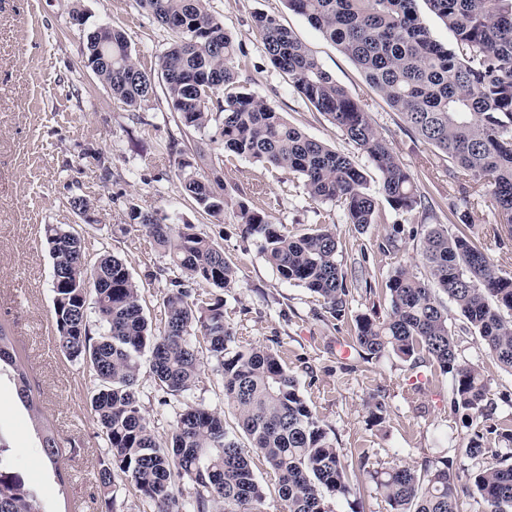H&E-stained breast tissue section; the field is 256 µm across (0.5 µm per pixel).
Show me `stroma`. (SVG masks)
<instances>
[{
	"label": "stroma",
	"mask_w": 512,
	"mask_h": 512,
	"mask_svg": "<svg viewBox=\"0 0 512 512\" xmlns=\"http://www.w3.org/2000/svg\"><path fill=\"white\" fill-rule=\"evenodd\" d=\"M210 6L244 54L241 83L308 137L348 154L365 168L368 191L377 192L379 172L271 66L252 20L258 12L276 15L338 83L367 100L375 126L426 192L434 212L401 213L386 206L384 223L358 231L347 224L341 207L310 201L302 189L258 162L243 158L224 167L232 196H249L254 183L266 182L265 208L285 231L335 224L336 261L347 275L350 295L346 317L333 319L314 294L288 284L267 263L259 239L244 234L232 209L209 215L183 191L179 161L190 162L198 174L212 173L209 158L196 154L210 133L185 128L161 87L139 111H127L86 67V34L107 24L124 30L142 66L157 69L169 36L135 0H0V325L12 334L41 411L54 426L66 485L56 484L33 422L4 377L0 436L10 445L11 473L39 490L47 512H101L98 473L106 446L90 407L94 378L86 364L70 361L56 346L52 260L42 230L58 224L77 231L88 260L106 249L126 260L143 286L147 316L157 326L164 316V283L153 274L166 259L131 223L129 212L136 207L194 224L221 246L238 274L237 286L221 293L224 321L236 343L280 355L340 453L362 460L369 471L447 459L461 482H468L484 462L464 452L471 430L450 408L448 375L416 373L394 356L366 361L353 353L344 358L339 349L352 343L355 316H386L389 301L383 288L395 266L425 275L422 250L429 226L443 224L452 232L463 227L473 240H484L495 222L491 196H472L474 221L463 226L448 208L461 189L448 181L446 158L411 130L348 56L283 0H210ZM75 8L85 15L83 26L69 22ZM76 196L91 201L88 215L71 208L69 201ZM390 236L397 238L399 249L388 253L381 246ZM442 305L461 358L478 365L488 380L497 416L512 415V374L466 328L453 302L446 299ZM138 397L143 415L161 437L189 400L223 410L227 426L237 424L234 411L224 405L222 378L207 357L189 397L166 405L149 359H142ZM375 399L385 405V419L378 425L369 410Z\"/></svg>",
	"instance_id": "35a3bbf8"
}]
</instances>
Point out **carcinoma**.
I'll return each instance as SVG.
<instances>
[{"instance_id": "1", "label": "carcinoma", "mask_w": 512, "mask_h": 512, "mask_svg": "<svg viewBox=\"0 0 512 512\" xmlns=\"http://www.w3.org/2000/svg\"><path fill=\"white\" fill-rule=\"evenodd\" d=\"M172 35L160 58L169 105L184 127L201 132L217 123V162L240 157L292 174L314 202L342 205L360 230L378 223V199L366 188L364 169L346 154L308 138L265 100L239 84L233 37L209 0H137ZM288 10L339 47L388 105L429 145L448 158V178L494 200L497 223L512 229V0H425L452 36L435 41L416 10L417 0H284ZM254 27L273 68L361 150L381 175L380 193L392 210H430L429 198L372 122L368 104L322 67L280 21L254 15ZM85 64L135 111L155 94L150 72L133 56L125 32L99 26L86 35ZM179 163L184 192L210 215L236 205L245 233L280 277L307 288L332 317L346 315L347 276L336 261V225L290 235L252 197L231 202L220 176L209 179ZM130 219L167 258L162 304L164 326L148 322L141 286L127 264L109 251L88 268L76 264L73 231L46 224L45 243L57 285L51 288L56 345L72 361L90 365L95 379L91 409L106 444L99 471L106 512H113L116 479L127 481L153 512H265V489L250 456L224 413L203 403L185 405L162 438L138 402L140 359L149 354L156 383L170 396H186L201 371L198 338L207 344L224 382V400L238 427L277 481L279 512H330L327 498L367 489L364 469L335 448L312 412L297 378L279 354L262 346H237L224 324V300L197 298L198 288H231L236 268L224 250L189 223L176 225L152 212L131 209ZM426 279L404 265L389 276V312L354 319V349L364 360L394 355L412 367L434 365L452 381L450 406L473 429L466 455L487 458L472 485L463 487L446 460L384 467L370 474L373 490L391 512H463L464 496L478 495L485 512H512V463L500 445L512 443V417L494 418L497 406L481 368L460 359L448 315L434 289L443 291L478 333L502 369L512 374V278L495 273L488 247L464 232L434 224L424 238ZM94 288L85 291L86 280ZM98 333H93L89 305ZM8 371L17 396L31 412L40 448L54 467L58 439L39 416L25 365L0 327V372ZM197 485L183 497L179 482ZM0 512H44L38 492L0 480Z\"/></svg>"}]
</instances>
